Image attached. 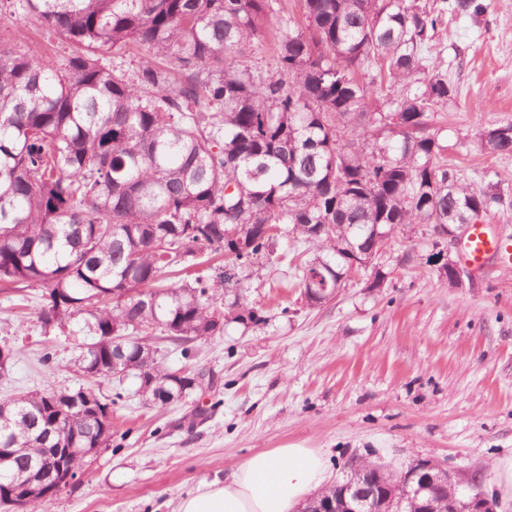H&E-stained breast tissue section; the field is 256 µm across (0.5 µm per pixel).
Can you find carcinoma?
<instances>
[{
    "label": "carcinoma",
    "instance_id": "carcinoma-1",
    "mask_svg": "<svg viewBox=\"0 0 512 512\" xmlns=\"http://www.w3.org/2000/svg\"><path fill=\"white\" fill-rule=\"evenodd\" d=\"M59 33L80 48L60 64L0 43V291L40 288L37 321L81 317L83 383L72 390L0 395V447L13 450L18 487L41 496L48 448H107L112 405L93 385L112 379V356L140 379L156 405L213 387L196 367L166 368L152 336L182 346L224 333L216 313L263 324L245 285L275 258V246L313 251L300 285L318 268L326 290L345 286L346 258L375 232L474 224L503 205L501 193L462 182L430 131L453 87L426 49L450 12L475 17L483 0H0V10ZM280 17V31L269 26ZM145 54L132 72L123 52ZM112 48V65L97 51ZM269 52L273 67L251 63ZM381 62L389 84L371 108L373 83L359 73ZM509 134L481 150L512 153ZM329 224V231L319 225ZM244 248L208 276L198 256ZM388 279L382 263L368 288ZM133 339L117 349L114 328ZM67 431L50 438L62 397ZM92 408H87L86 403Z\"/></svg>",
    "mask_w": 512,
    "mask_h": 512
}]
</instances>
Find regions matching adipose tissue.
Segmentation results:
<instances>
[{"label":"adipose tissue","mask_w":512,"mask_h":512,"mask_svg":"<svg viewBox=\"0 0 512 512\" xmlns=\"http://www.w3.org/2000/svg\"><path fill=\"white\" fill-rule=\"evenodd\" d=\"M328 478L319 450L287 445L245 458L225 482L182 498L178 512H296Z\"/></svg>","instance_id":"obj_1"}]
</instances>
